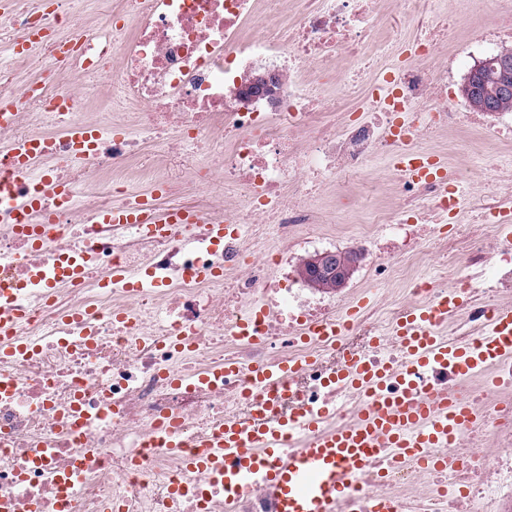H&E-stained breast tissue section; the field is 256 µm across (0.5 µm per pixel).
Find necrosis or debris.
Masks as SVG:
<instances>
[{"label": "necrosis or debris", "mask_w": 512, "mask_h": 512, "mask_svg": "<svg viewBox=\"0 0 512 512\" xmlns=\"http://www.w3.org/2000/svg\"><path fill=\"white\" fill-rule=\"evenodd\" d=\"M435 2L114 0L88 29L112 121L96 122L100 146L79 161L65 131L88 104L64 82L84 70L82 56L34 43L32 94L0 73V102L17 105L0 144L56 146L34 161L24 191L39 194L47 170L77 190L70 202L42 197L58 221L45 225L38 247L2 216L0 200V288L23 311L15 338L32 347L0 359V512H272L264 486L227 501L223 483L186 470L151 434L174 422L188 441L208 438L239 407L256 405L254 364L289 360L311 366L289 384L283 412L327 402L334 412L325 427H346L374 400L323 383L326 357L351 337H365V355L392 368L382 390L391 396L404 386L394 330L408 311L453 297L430 330L476 345L512 307V261L497 259L512 254L500 229L512 217V171L494 170L473 193L475 221L445 232L459 196L400 163L424 157L422 140L482 123L481 113L452 109L448 70L431 65L451 36ZM400 11L423 28L404 45L385 27ZM69 25L44 0H27L5 21L0 53L32 43L35 29ZM263 63L280 76L275 99L240 102ZM115 124L129 135H112ZM146 133L163 160L200 153L209 169L172 179L137 166ZM377 160L390 168L397 201L366 218L378 248L374 297L351 320L347 302L281 287L275 274L291 266L305 230L323 222L307 198L332 189L337 204H356L354 189ZM214 169L231 196H197ZM137 180L189 198L201 223L157 237L130 219L94 221L115 208L129 217L146 202ZM208 224L230 225L223 244L209 239ZM68 261L86 265L87 277H61ZM116 266L130 272L129 284H113ZM331 326L335 335H322ZM228 361L238 371L226 381L217 371ZM414 382L435 397L463 398L474 416L449 444L447 467L430 470L387 449L337 512H371L382 499L397 512H512V358L464 374L439 365ZM176 484L184 495L174 505Z\"/></svg>", "instance_id": "necrosis-or-debris-1"}]
</instances>
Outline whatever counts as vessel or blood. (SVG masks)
I'll list each match as a JSON object with an SVG mask.
<instances>
[{"label":"vessel or blood","instance_id":"1","mask_svg":"<svg viewBox=\"0 0 512 512\" xmlns=\"http://www.w3.org/2000/svg\"><path fill=\"white\" fill-rule=\"evenodd\" d=\"M49 147L45 140L11 146L15 177H25L33 158L48 154ZM428 321V314L412 311L398 327L412 368L450 364L466 373L489 360L512 357V309L500 313L487 342L477 348L443 343L428 331ZM343 361L338 381L374 388L387 376L385 366L369 363L354 350L345 351ZM304 367L301 361L275 370L256 367L251 386L267 391L269 400L246 417L225 424L206 442L203 453L185 456L186 468L207 470L223 479L225 489L237 493L262 483L273 491V512H336L338 502L352 494L358 474L381 449L398 448L427 459L429 465H441L442 457H426V449L448 440L470 419L458 398L442 399L434 412L427 401L401 396L374 401L362 410L355 426L322 433L318 430L322 412L287 416L279 408L284 381ZM288 433L304 436L302 447L291 456L282 453Z\"/></svg>","mask_w":512,"mask_h":512}]
</instances>
